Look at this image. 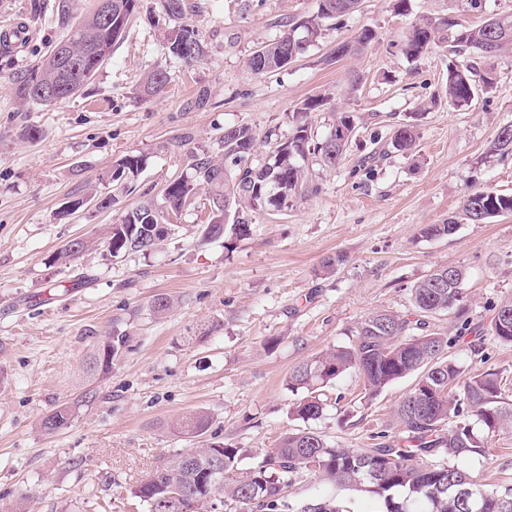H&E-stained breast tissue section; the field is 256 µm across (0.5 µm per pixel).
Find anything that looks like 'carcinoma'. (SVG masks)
Masks as SVG:
<instances>
[{"instance_id":"1","label":"carcinoma","mask_w":512,"mask_h":512,"mask_svg":"<svg viewBox=\"0 0 512 512\" xmlns=\"http://www.w3.org/2000/svg\"><path fill=\"white\" fill-rule=\"evenodd\" d=\"M360 0H320L319 11L298 20L290 32L261 43L248 59L250 69L260 75L288 66L320 37L319 20L339 18L355 11ZM112 18H103L99 9L81 16L67 39L59 42L32 74L15 82V96L22 103H43L44 95H66L81 89L111 57L123 37L140 0H111ZM163 7L177 22L167 38L172 56L190 65L206 54L202 33L186 22L192 5L187 0H163ZM304 35L295 36L297 30ZM375 31L365 27L354 40L336 48L330 60H340L358 46L368 45ZM448 48V104L468 105L478 87L493 88L489 75H478L473 57L490 58L512 50V14L496 17V29L487 25L466 26L448 17L422 18L412 26L403 43V53L414 62L432 48ZM169 76L163 69L148 72L145 94L165 92ZM321 102L307 103L297 110L300 116L288 140L275 142L266 160L254 164L256 141L246 125L224 128L218 140L222 159L208 156L193 163L191 174L169 182L162 201L147 200L127 211L121 222L107 232L104 245L116 257L120 254L156 251L165 239L153 240L152 230L169 221L170 214L182 211L200 192L209 195V221L203 240H218L230 234H249L248 213L287 209L311 190L301 160L312 154L320 164L334 168L342 160L348 141L336 134L314 139L307 114ZM416 132L411 125L399 128L392 140L395 150L411 153ZM490 151L502 157L512 155V125L498 130ZM144 157L128 154L116 161L112 181L124 184L143 165ZM464 219L485 223L512 213V195L491 189L467 191L461 201ZM457 222L425 224L421 236L437 238L455 233ZM459 266L434 270L410 288L411 303L419 319L411 321L393 312H377L363 319L357 338L349 347H339L311 358L288 376V388L299 393L290 415L306 427L283 436L258 466L239 471L240 449L224 443L192 448L174 455L132 491L147 512H196L198 502L229 499L244 506L245 512H276L287 489L305 471L331 484L352 487L376 495L381 512H512V488L492 487L477 482L455 464L459 459H488L489 437L512 431V400L506 397L503 378L495 371L468 376L458 360L449 354L459 338L470 333L463 320L459 335L416 336L414 327L422 318L441 312L466 311ZM493 335L512 344V299L499 304L491 319ZM127 343V336L112 334L100 344L95 364L102 372L112 370ZM348 370L364 381L365 392L374 396L392 382L419 374L413 392L399 405L397 419L406 433L405 444L384 440L365 450L334 448L308 423L323 415L322 391ZM73 415L70 405L45 417L43 431L53 434L67 426ZM209 415L201 410L179 418L175 429L195 439L208 429ZM444 452L448 461L436 464L430 458ZM236 478L226 483L224 474ZM300 512H344L330 499L311 500Z\"/></svg>"}]
</instances>
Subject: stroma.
Segmentation results:
<instances>
[{
  "label": "stroma",
  "instance_id": "obj_1",
  "mask_svg": "<svg viewBox=\"0 0 512 512\" xmlns=\"http://www.w3.org/2000/svg\"><path fill=\"white\" fill-rule=\"evenodd\" d=\"M194 2L188 20L208 44L198 62L169 55L172 21L161 0H141L111 58L76 97L24 105L13 79L37 67L94 0H0V25L31 30L21 47L0 50V512H146L133 506L132 490L175 454L207 443L241 449V468L258 465L302 426L288 414L293 367L350 346L373 312L413 318L411 287L443 266L466 270L467 318L480 331L452 356L468 372L501 373L512 387V345L490 332L495 306L512 297V215L480 224L460 217L467 189L512 194V156L490 151L498 130L512 125V50L481 63L494 87L462 108L446 99V49L415 62L401 52L421 17L475 26L512 14V0H409L403 14L394 0H361L356 12L323 20L318 41L286 69L263 76L248 68L251 52L317 14L319 0ZM366 26L377 33L371 44L330 61L337 44ZM157 66L170 82L162 96H145L141 86ZM317 98L322 105L308 120L318 138L342 113L356 128L335 168L305 159L314 192L288 210L253 215L247 237L209 243L200 234L205 213L191 204L162 249L110 256V226L161 199L194 157L217 156L225 127L253 129L252 158L261 164L271 139H287L294 112ZM410 122L417 143L406 155L391 140ZM30 126L38 130L32 139ZM128 154L143 155L145 166L125 194L105 176ZM93 190L113 194L112 207L66 213ZM452 216L454 234L421 237L423 225ZM76 238L96 246L59 261ZM328 257L337 260L329 274L321 268ZM160 295L175 301L161 318L150 308ZM115 331L128 337L119 361L87 376L89 353ZM416 382L412 374L371 397L355 373H344L326 388V409L312 426L338 448H372L383 434L403 440L396 410ZM89 390L95 401L68 426L43 431L47 415ZM195 410L210 424L189 441L171 423ZM460 465L479 482L512 486V432L494 437L490 460ZM322 497L347 512L381 509L372 493L306 474L279 512Z\"/></svg>",
  "mask_w": 512,
  "mask_h": 512
}]
</instances>
